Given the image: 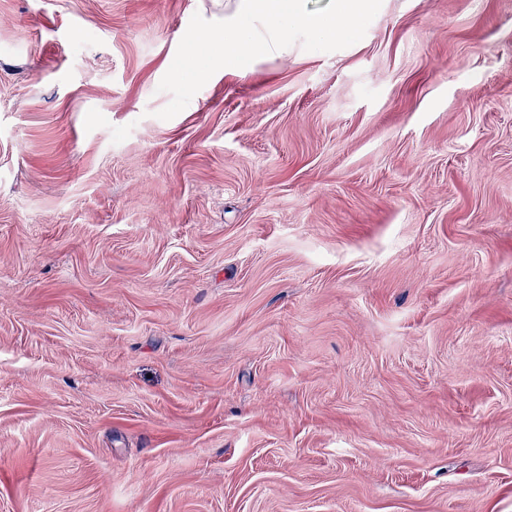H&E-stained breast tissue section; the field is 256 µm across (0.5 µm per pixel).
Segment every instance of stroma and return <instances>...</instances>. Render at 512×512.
Masks as SVG:
<instances>
[{"label": "stroma", "mask_w": 512, "mask_h": 512, "mask_svg": "<svg viewBox=\"0 0 512 512\" xmlns=\"http://www.w3.org/2000/svg\"><path fill=\"white\" fill-rule=\"evenodd\" d=\"M233 10L0 0V512H512V0Z\"/></svg>", "instance_id": "1"}]
</instances>
